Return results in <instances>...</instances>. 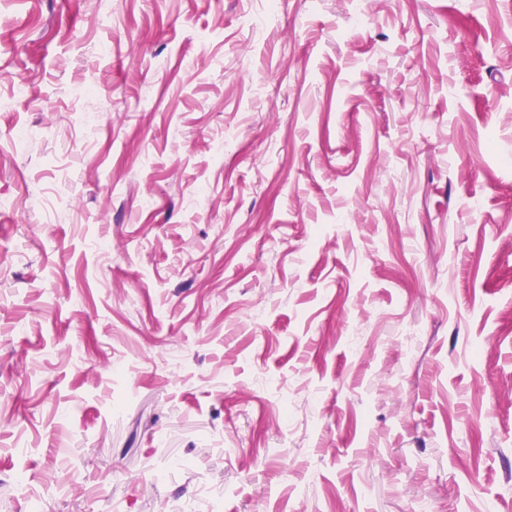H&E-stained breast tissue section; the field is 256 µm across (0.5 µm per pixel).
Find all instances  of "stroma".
<instances>
[{"label": "stroma", "mask_w": 512, "mask_h": 512, "mask_svg": "<svg viewBox=\"0 0 512 512\" xmlns=\"http://www.w3.org/2000/svg\"><path fill=\"white\" fill-rule=\"evenodd\" d=\"M275 4L0 0V512L512 499V0Z\"/></svg>", "instance_id": "stroma-1"}]
</instances>
